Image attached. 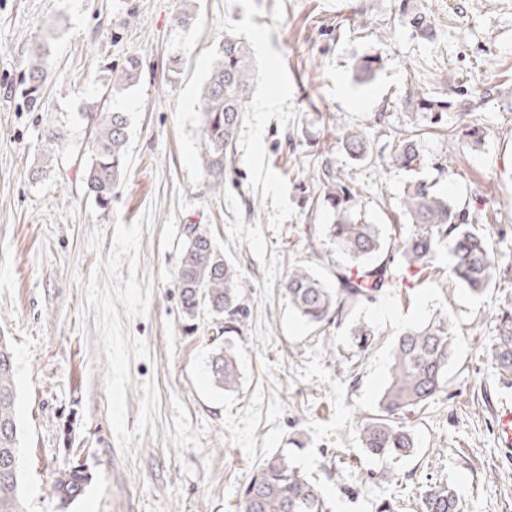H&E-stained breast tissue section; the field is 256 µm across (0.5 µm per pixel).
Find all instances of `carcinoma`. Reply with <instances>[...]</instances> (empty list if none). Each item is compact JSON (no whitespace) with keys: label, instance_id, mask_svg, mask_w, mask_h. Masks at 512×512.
<instances>
[{"label":"carcinoma","instance_id":"1","mask_svg":"<svg viewBox=\"0 0 512 512\" xmlns=\"http://www.w3.org/2000/svg\"><path fill=\"white\" fill-rule=\"evenodd\" d=\"M412 26L423 37L436 36L435 23L418 12ZM376 59L358 60L353 69L356 79L374 78ZM44 43L33 46L28 56V79L33 89L41 86L46 71ZM141 62L131 56L112 77V90L121 93L137 82ZM255 79L253 50L243 39L224 34L216 60L200 94V156L206 176L220 181L242 120L246 100ZM408 103L421 110H443L444 101L428 95L426 88L415 86L408 92ZM415 127L397 131V145L388 164L408 172L417 171L422 159L417 148ZM128 118L120 111L99 113L93 144V158L84 173L88 195L100 207L112 202L114 191L126 173ZM342 144L354 161H365L370 150L364 133L343 128ZM322 184L323 203L333 211V223L326 225L336 252L347 263L336 270V287L329 288L312 270L294 267L283 282V291L295 311L309 324L324 327L341 324L365 299L385 288H393L400 279L399 268L383 259L372 261L386 250L380 225L365 222L356 206V190L341 178L331 160L321 159L316 170ZM399 216L410 224L409 234L398 246L403 268L419 275L438 269L436 255L448 245V277L481 295L488 289L498 265L497 252L485 231L469 223L470 216L455 201L438 193L420 179L408 181L399 203ZM181 257L177 288L185 318L192 321L199 310L225 318L224 333L238 330L241 308L240 275L226 259L206 225L188 224ZM358 353L373 343L375 329L363 319L348 324ZM455 330L448 313L437 310L425 321L407 327L392 348V361L377 413L358 425L360 446L379 458L408 456L415 442L404 421L406 414L421 411L425 405L448 391V365L454 356ZM491 363L501 375L512 374V313L500 317ZM208 373L212 384L223 391L234 390L240 381L235 353L229 346L214 348ZM16 387L13 380L12 347L8 337L0 336V512H25L22 474L12 467L10 458L19 456L20 428L15 412ZM77 471L66 465L53 472L50 491L60 509L69 505L71 475ZM241 512H328L322 490L311 483L284 456L267 458L254 471L240 494ZM461 504L454 487L446 482L427 486L421 494L420 512H460Z\"/></svg>","mask_w":512,"mask_h":512}]
</instances>
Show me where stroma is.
<instances>
[{"label":"stroma","instance_id":"1","mask_svg":"<svg viewBox=\"0 0 512 512\" xmlns=\"http://www.w3.org/2000/svg\"><path fill=\"white\" fill-rule=\"evenodd\" d=\"M401 1L195 0L184 28V0H0V333L13 344L27 512H59L50 478L66 464L92 477L84 506L68 512H238L241 486L275 453L331 512L386 502L418 512L420 492L439 481L455 486L462 512H512V453L497 429L512 380L490 360L497 315L512 312V0H405L434 19L430 41L404 23ZM228 33L252 43L256 75L217 182L199 161L200 91ZM45 34L34 97L27 59ZM365 55L381 68L362 84L353 65ZM131 56L138 82L112 93ZM418 83L447 101L441 121L407 106ZM107 108L130 126L126 176L102 209L83 174ZM412 126L422 178L487 225L500 262L480 296L442 275L443 252L438 272L362 302L377 336L358 356L344 328L306 325L282 284L295 266L336 282L317 157L401 244L407 175L380 160ZM346 127L367 136L368 160L349 158ZM189 224L207 225L241 275L239 331L227 338L234 392L209 378L216 321L203 310L190 326L182 313ZM435 310L457 332L448 391L411 416L410 457L367 455L357 425L378 409L393 343Z\"/></svg>","mask_w":512,"mask_h":512}]
</instances>
